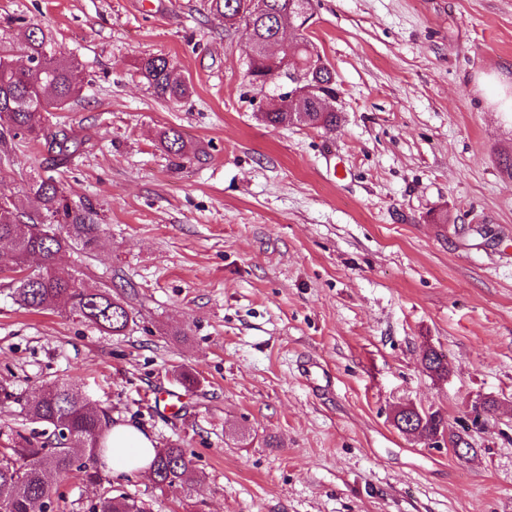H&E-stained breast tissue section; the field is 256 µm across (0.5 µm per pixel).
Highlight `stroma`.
Here are the masks:
<instances>
[{"instance_id": "obj_1", "label": "stroma", "mask_w": 512, "mask_h": 512, "mask_svg": "<svg viewBox=\"0 0 512 512\" xmlns=\"http://www.w3.org/2000/svg\"><path fill=\"white\" fill-rule=\"evenodd\" d=\"M312 12L333 131L259 121L269 96L247 77L248 36L206 0H0V50L21 61L37 26L85 77L50 127L82 140L58 173L103 232L59 263L124 294L136 320L105 336L32 313L0 277V382L25 397L74 382L185 448L204 476L190 494L112 478L148 512H512V0ZM156 55L188 97L142 81L136 59ZM172 127L191 159L161 149ZM48 158L0 126V184L24 207ZM429 347L448 377L423 371ZM309 358L328 371L317 389ZM169 390L174 413L154 404ZM479 397L496 407L475 429ZM405 405L441 411L471 453L398 431Z\"/></svg>"}]
</instances>
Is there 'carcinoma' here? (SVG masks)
<instances>
[{
    "instance_id": "1",
    "label": "carcinoma",
    "mask_w": 512,
    "mask_h": 512,
    "mask_svg": "<svg viewBox=\"0 0 512 512\" xmlns=\"http://www.w3.org/2000/svg\"><path fill=\"white\" fill-rule=\"evenodd\" d=\"M209 11L224 18V27L245 29L253 38L254 54L249 57L250 81L273 69L299 74L309 88L308 96L294 102L282 100L274 112L260 114L270 126L297 122L313 129L333 130L340 122L336 109H320L311 99L336 96L335 77L325 67L312 68L317 55L300 33L311 12V0H267L266 10L253 12L247 0H207ZM26 58L42 66L40 74L11 67L7 52L0 51V121L14 138L33 142L47 139L44 111L51 106L63 110L77 98L83 78L77 64L44 32L30 31ZM136 72L155 93L170 99L190 95L187 83L173 75L163 56H149L136 63ZM164 151L188 157L181 133L166 130L160 139ZM58 148L62 163L79 150L80 142L67 136L50 140ZM29 193L37 202L33 211H23L13 196L0 190V273L12 274L14 294L21 306L34 313L66 310L105 335L120 336L135 323L127 302L110 291L89 285L63 270L40 281H32L26 263L33 255L47 264L75 245L92 248L102 232L92 205L72 203L60 176L47 173L32 179ZM423 369L437 376L448 375V358L436 349H426ZM0 400L19 405L23 420L35 425L25 433L0 430V512H32L35 505L54 512L58 508L51 477L78 472L82 479L102 487L89 512H147L145 503L125 492L114 494L103 486L98 462L105 449L104 434L110 426L107 413L87 402L77 385L61 381L47 384L32 400H24L7 384L0 383ZM395 427L410 430L429 441L448 432V418L440 411L417 412L405 407L394 415ZM193 461L178 444L157 449L151 464L154 484L161 490L188 491Z\"/></svg>"
}]
</instances>
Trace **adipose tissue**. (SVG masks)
Masks as SVG:
<instances>
[{"instance_id":"1","label":"adipose tissue","mask_w":512,"mask_h":512,"mask_svg":"<svg viewBox=\"0 0 512 512\" xmlns=\"http://www.w3.org/2000/svg\"><path fill=\"white\" fill-rule=\"evenodd\" d=\"M107 442L109 450L103 461L113 472L148 474L158 446L150 433L129 422H117L109 428Z\"/></svg>"}]
</instances>
